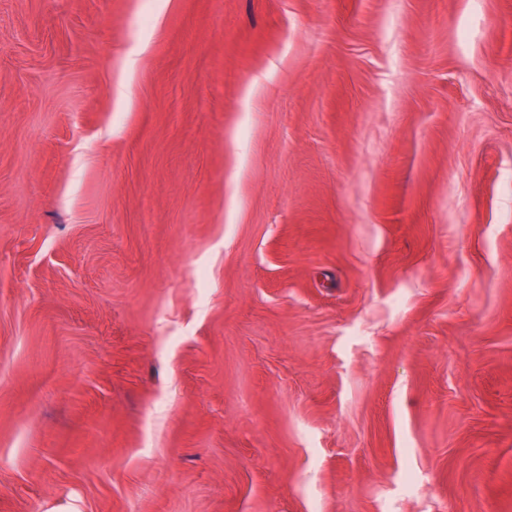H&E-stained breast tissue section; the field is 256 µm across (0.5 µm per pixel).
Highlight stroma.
I'll use <instances>...</instances> for the list:
<instances>
[{
    "label": "stroma",
    "instance_id": "stroma-1",
    "mask_svg": "<svg viewBox=\"0 0 512 512\" xmlns=\"http://www.w3.org/2000/svg\"><path fill=\"white\" fill-rule=\"evenodd\" d=\"M0 512H512V0H0Z\"/></svg>",
    "mask_w": 512,
    "mask_h": 512
}]
</instances>
